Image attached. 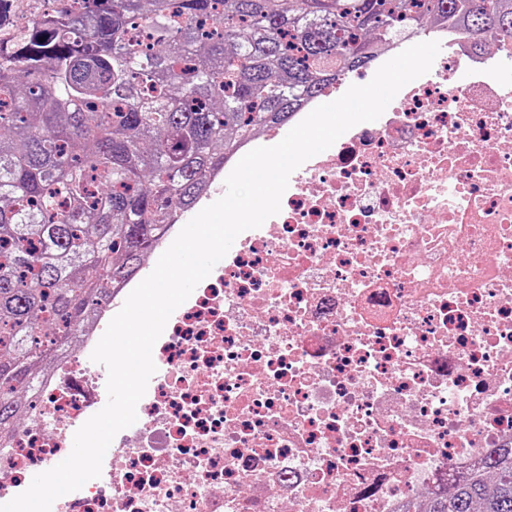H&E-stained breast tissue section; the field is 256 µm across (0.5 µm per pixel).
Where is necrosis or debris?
Instances as JSON below:
<instances>
[{
	"label": "necrosis or debris",
	"mask_w": 512,
	"mask_h": 512,
	"mask_svg": "<svg viewBox=\"0 0 512 512\" xmlns=\"http://www.w3.org/2000/svg\"><path fill=\"white\" fill-rule=\"evenodd\" d=\"M429 73L295 170L154 345L140 427L53 512H403L512 447V39L442 21ZM60 340L0 448V502L66 454L105 375L90 356L135 288Z\"/></svg>",
	"instance_id": "4bbe7bcc"
}]
</instances>
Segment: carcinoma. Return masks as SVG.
Returning <instances> with one entry per match:
<instances>
[{
	"mask_svg": "<svg viewBox=\"0 0 512 512\" xmlns=\"http://www.w3.org/2000/svg\"><path fill=\"white\" fill-rule=\"evenodd\" d=\"M434 15L479 44L512 0H52L0 43V438L109 283L259 127ZM512 512V447L414 512Z\"/></svg>",
	"mask_w": 512,
	"mask_h": 512,
	"instance_id": "1",
	"label": "carcinoma"
}]
</instances>
